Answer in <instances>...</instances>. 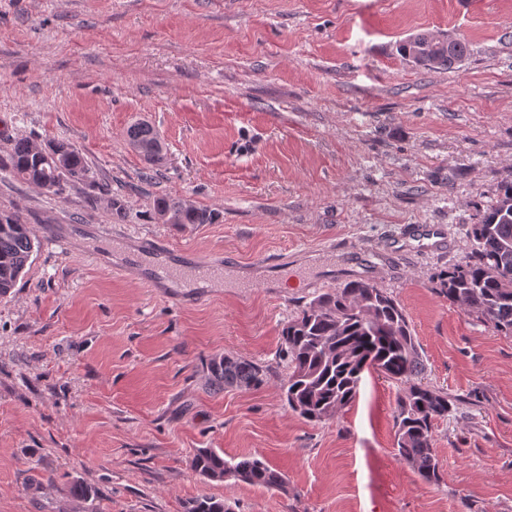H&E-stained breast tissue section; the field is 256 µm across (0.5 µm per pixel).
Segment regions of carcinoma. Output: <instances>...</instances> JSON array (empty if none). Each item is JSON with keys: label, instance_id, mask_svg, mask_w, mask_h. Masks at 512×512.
Segmentation results:
<instances>
[{"label": "carcinoma", "instance_id": "carcinoma-1", "mask_svg": "<svg viewBox=\"0 0 512 512\" xmlns=\"http://www.w3.org/2000/svg\"><path fill=\"white\" fill-rule=\"evenodd\" d=\"M406 56L417 55L424 64L453 69L470 53L464 38L453 50L418 33L401 47ZM130 142L143 157L159 159L157 132L141 123L128 130ZM0 171L9 172L54 196L90 178V168L76 145L57 141L43 147L28 139L17 140L0 157ZM156 214L170 224H212L217 214L181 199L160 197ZM474 246L469 260L441 275V292L496 332L512 335V175L501 179L495 201L468 231ZM35 238L16 212H0V296L21 277L33 253ZM281 357L288 364L283 379L284 399L293 412L310 422L334 418L356 398L362 374L373 368L402 386L397 398L394 427L399 459L420 479L434 484L440 466L433 441L434 426L448 418L464 399L422 383L419 344L403 307L388 292L363 279L345 282L302 305L281 329ZM210 384L253 390L267 382L268 368L252 359L219 355L206 363ZM193 466L208 480L226 478L236 484L283 490V473L256 457L227 460L210 448H201ZM222 498L201 495L186 512H230Z\"/></svg>", "mask_w": 512, "mask_h": 512}]
</instances>
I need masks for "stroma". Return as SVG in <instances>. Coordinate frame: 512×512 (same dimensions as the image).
<instances>
[{
    "instance_id": "35a3bbf8",
    "label": "stroma",
    "mask_w": 512,
    "mask_h": 512,
    "mask_svg": "<svg viewBox=\"0 0 512 512\" xmlns=\"http://www.w3.org/2000/svg\"><path fill=\"white\" fill-rule=\"evenodd\" d=\"M420 32L470 55L414 64L400 46ZM136 122L159 162L129 144ZM21 138L74 143L93 177L58 197L0 172V210L36 239L0 296V512H185L205 494L234 512H512V336L438 280L512 173V0H0V156ZM160 196L217 219L164 223ZM419 224L449 249L419 252ZM52 225L67 246L46 241ZM104 236L298 282L174 300L108 264ZM356 278L405 309L424 380L471 398L435 426L439 483L397 458L400 387L374 369L327 421L281 397L284 323ZM220 354L267 382L213 390L204 362ZM201 448L258 455L287 488L206 480ZM76 479L91 498L69 494ZM128 136L147 161L159 160L161 144L157 132L151 126L144 123L133 125L128 130Z\"/></svg>"
}]
</instances>
